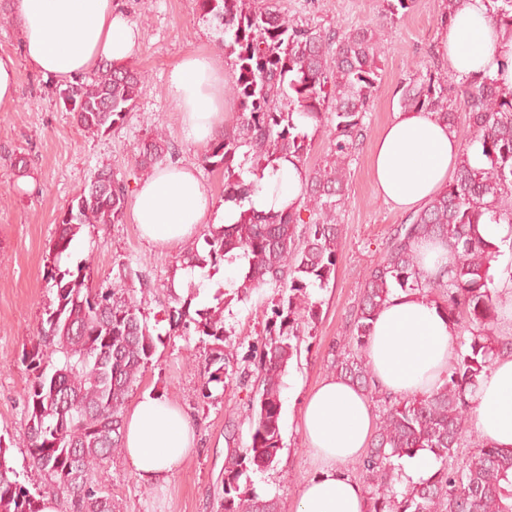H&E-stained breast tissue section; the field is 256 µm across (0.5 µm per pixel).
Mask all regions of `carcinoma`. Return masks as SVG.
<instances>
[{"instance_id":"carcinoma-1","label":"carcinoma","mask_w":512,"mask_h":512,"mask_svg":"<svg viewBox=\"0 0 512 512\" xmlns=\"http://www.w3.org/2000/svg\"><path fill=\"white\" fill-rule=\"evenodd\" d=\"M488 17L512 35V0H489ZM202 16L218 20L230 60L236 119L211 144L205 162L224 172V202L238 209L231 224H211L203 247L193 243L182 255L191 270L240 263L239 285L224 302L195 310L192 300L176 299L167 310L169 330L194 329L218 343L215 361L234 357L224 345V309L255 288L270 285L278 298L253 370L216 369L203 386L254 378L248 406L250 444L224 467L220 512H279L274 497L240 491L248 471H263L281 449L279 418L282 378L298 353L300 337L310 335L316 304L308 289L325 288L336 269L349 166L364 118L379 83V42L360 27L329 34L291 18L276 0H197ZM145 76L130 66H104L91 79L66 88L65 100L79 127L101 133L124 120L136 104ZM403 111L434 112L457 128V112L468 115L462 137L486 159L483 167L463 154L452 181L421 209L406 215L386 243L379 261L365 273L351 346L334 361L336 375L381 404L375 434L358 462L374 502L369 512H512V448L477 445L466 465L452 460L466 428L468 395L507 348L494 335L499 296L490 273L501 245L484 238L482 224H512V88L472 73L448 90L445 78L414 67L403 81ZM326 133L332 162L306 164L312 139L308 128ZM170 141L156 133L145 139L137 165L152 168L166 160ZM282 160L304 168L302 201L278 212L246 207L267 170ZM128 206L124 180L97 174L72 201L58 224L56 260L67 253L88 224H121ZM439 240L455 255L454 264L434 277L419 269L414 245ZM90 264L60 270L53 280L55 306L48 309L43 346L29 361L33 377L25 400L23 433L32 467L69 498L70 512H112L106 465L121 447L123 410L156 351L141 307L130 295L125 273L110 284L92 285ZM426 289L443 297L439 309L459 327L448 379L429 395L397 396L375 384L365 356L371 321L395 288ZM427 450L441 462L428 479L404 491L393 482L395 461ZM0 445V512H42L43 494L31 493L9 464Z\"/></svg>"}]
</instances>
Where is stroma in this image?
<instances>
[{
    "instance_id": "obj_1",
    "label": "stroma",
    "mask_w": 512,
    "mask_h": 512,
    "mask_svg": "<svg viewBox=\"0 0 512 512\" xmlns=\"http://www.w3.org/2000/svg\"><path fill=\"white\" fill-rule=\"evenodd\" d=\"M140 29V45L131 65L144 72L142 93L123 122L102 133L76 124L61 96L63 83L44 78L25 61L19 27L0 25V53L14 57L17 94L0 107V442L29 489L49 486L33 468L18 442L26 427L25 395L32 372L26 360L41 340L46 313L55 300L51 276L57 226L73 198L97 171L108 167L135 189L144 175L137 167V147L155 130H164L175 147L174 161L196 168L214 205H222L224 176L204 162L206 147L185 140L180 114L166 94L171 66L193 52L225 61L224 36L203 18L196 0H119ZM442 0H414L410 9L390 14L385 0H278L279 8L325 31L369 27L379 40L381 80L365 123L366 132L350 166L348 198L340 212L343 226L336 271L327 288H315V327L303 337L298 357L284 376L280 413L281 448L272 467L250 473L256 492L277 497L280 512H297L302 484L317 467L299 427V398L332 377L338 352L347 347L367 268L380 260L393 229L405 217L377 192L371 161L375 143L400 111L399 86L409 68L445 69L434 54L443 33L437 27ZM29 161L26 173L12 166L14 157ZM181 248L150 245L132 217L120 224L83 226L75 237L68 266L90 261L95 282H110L124 269L142 272L131 279L152 333L161 337L137 388L177 403L192 419L196 447L162 484L147 485L126 466L122 454L107 464L113 512H217L220 480L232 449L250 441L245 418L251 388L208 383L214 371L211 340L197 334H171L165 311L189 286L201 309L214 304L218 289L230 288L223 273L190 271L179 261ZM274 288L262 286L247 300L232 302L225 327L235 346L233 367L254 361V344L264 337L265 313ZM211 397H203L202 386Z\"/></svg>"
}]
</instances>
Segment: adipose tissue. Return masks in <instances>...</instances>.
Listing matches in <instances>:
<instances>
[{"label":"adipose tissue","mask_w":512,"mask_h":512,"mask_svg":"<svg viewBox=\"0 0 512 512\" xmlns=\"http://www.w3.org/2000/svg\"><path fill=\"white\" fill-rule=\"evenodd\" d=\"M10 9L25 60L47 78L71 81L105 63L127 64L139 46L138 26L115 0H11ZM437 53L458 75L480 72L512 88V38L490 23L485 0H467ZM166 93L187 140L204 145L222 132L224 69L211 56L182 57L168 72ZM462 148L457 132L435 113H396L375 144L376 188L395 208L416 210L447 185ZM303 182L302 169L282 162L264 176L252 205L265 212L293 206ZM131 213L142 236L162 248L180 245L204 224L235 219L233 207L212 208L195 167L180 163L156 166L141 180ZM455 334L426 293L398 289L375 316L365 355L383 391L429 394L445 381ZM470 402L480 436L512 448V354L495 359ZM300 426L319 473L301 486L298 512H364L361 487L339 465L359 457L375 430L367 396L343 379H325L303 399ZM195 441L189 416L165 397L143 394L124 414L123 458L143 482L167 481Z\"/></svg>","instance_id":"obj_1"}]
</instances>
